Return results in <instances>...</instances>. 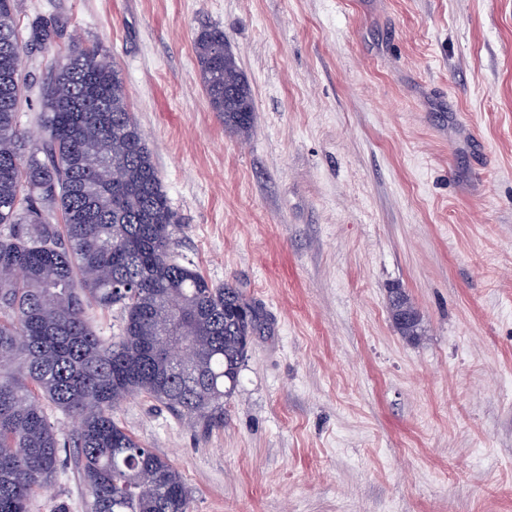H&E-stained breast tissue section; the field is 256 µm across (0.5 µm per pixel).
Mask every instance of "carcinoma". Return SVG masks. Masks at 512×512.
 Listing matches in <instances>:
<instances>
[{"label": "carcinoma", "instance_id": "carcinoma-1", "mask_svg": "<svg viewBox=\"0 0 512 512\" xmlns=\"http://www.w3.org/2000/svg\"><path fill=\"white\" fill-rule=\"evenodd\" d=\"M18 5L0 0V512H30L64 448L76 451L91 512H187L179 471L113 413L144 394L193 427L223 424L260 308L175 259L176 214L123 79L98 50L73 45L54 61L43 138L19 128ZM55 37L42 18L29 23V41ZM194 50L211 110L249 130L250 88L224 29L201 26ZM112 306L123 313L116 342L88 321L90 308ZM400 308L416 320L396 330L418 340L420 313L394 288L390 313ZM171 336L193 345L190 368L166 349ZM48 404L74 420L71 434L50 423Z\"/></svg>", "mask_w": 512, "mask_h": 512}]
</instances>
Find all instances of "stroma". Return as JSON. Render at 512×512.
<instances>
[{
	"instance_id": "stroma-1",
	"label": "stroma",
	"mask_w": 512,
	"mask_h": 512,
	"mask_svg": "<svg viewBox=\"0 0 512 512\" xmlns=\"http://www.w3.org/2000/svg\"><path fill=\"white\" fill-rule=\"evenodd\" d=\"M23 130L57 49L97 46L178 216L173 251L259 304L224 425L114 412L189 512H512V0H21ZM217 25L247 134L200 82ZM418 308L409 341L392 288ZM31 512H87L73 451ZM194 50L211 110L224 121L225 127L238 132L249 130L255 112L250 88L224 45L223 28L201 26L194 38ZM389 304L393 324L400 335L412 341L418 340L420 336H422V320L419 311L412 303L408 294H406L402 288H392ZM400 308L407 309L415 313L416 320L411 326H401L395 319V311Z\"/></svg>"
}]
</instances>
